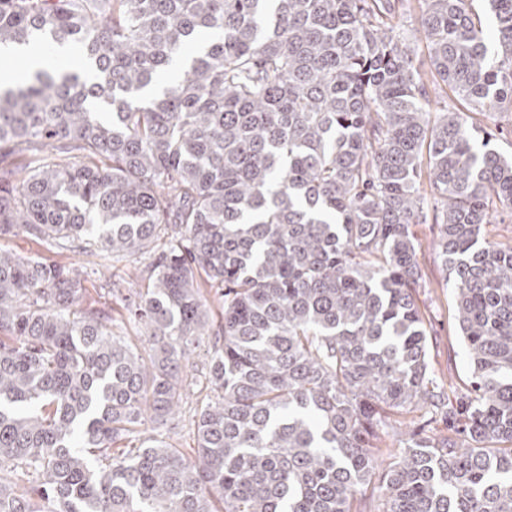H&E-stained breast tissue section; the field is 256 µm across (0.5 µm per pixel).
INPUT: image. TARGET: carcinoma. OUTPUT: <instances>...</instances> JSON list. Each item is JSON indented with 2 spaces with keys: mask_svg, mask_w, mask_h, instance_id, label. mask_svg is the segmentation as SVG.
<instances>
[{
  "mask_svg": "<svg viewBox=\"0 0 512 512\" xmlns=\"http://www.w3.org/2000/svg\"><path fill=\"white\" fill-rule=\"evenodd\" d=\"M489 5L492 43L474 0H0V45L86 73L0 93V153L27 160L0 236L151 255L120 298L141 353L73 269L0 250V512H512V237L485 236L512 160L479 119L512 109V0ZM425 250L470 360L453 397ZM204 336L197 457L123 447L175 414Z\"/></svg>",
  "mask_w": 512,
  "mask_h": 512,
  "instance_id": "1",
  "label": "carcinoma"
}]
</instances>
